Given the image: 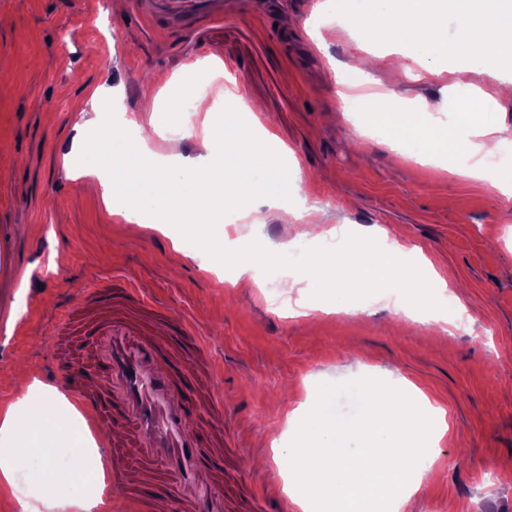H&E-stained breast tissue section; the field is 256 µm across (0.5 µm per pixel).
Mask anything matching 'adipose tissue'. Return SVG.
Instances as JSON below:
<instances>
[{"mask_svg": "<svg viewBox=\"0 0 512 512\" xmlns=\"http://www.w3.org/2000/svg\"><path fill=\"white\" fill-rule=\"evenodd\" d=\"M338 20L353 26L361 44L384 38L391 53L374 54L361 65L335 68L339 96L349 111L360 112L357 136H368L379 118L396 116V126L419 162L439 166L473 181L486 182L512 195V172L493 173L485 158L494 156L507 130L505 112L512 103V82L485 87L475 78L492 74L512 62V0H499L488 10L484 0H344ZM419 64L426 79L438 84L450 119L434 123L395 102L391 91H377L382 79L406 73L407 62ZM249 134L216 144L215 128L204 127L201 156L190 158L155 152L139 138L142 122L130 119L112 137L117 171L99 175L100 192L109 213L130 224H157L169 214L179 216L186 235L226 223L230 215L249 218L254 198L271 200L285 223L312 222L311 210L288 200L285 170L299 169L295 155L278 136L248 110ZM402 139V140H403ZM183 170L180 179L173 170ZM210 250L228 259L230 284L251 274L262 285L267 267L285 270L292 284L328 283L341 288L354 270H365L383 284L396 312L412 316L420 298L447 289L448 282L422 250L400 238H384L374 249L365 237L353 238L332 254L290 265L285 252H269L255 241L240 245L212 237ZM13 385L21 396L0 419V481L11 484L28 453L68 438L80 414L58 391L34 413L21 416L27 395L40 391L38 382L17 375ZM332 396L323 393L308 407L296 408L286 426L293 441L274 443L272 459L285 477L284 491L300 512H312L323 501L328 512H373L390 497L393 512L436 477L434 462L448 430L442 410L433 408L416 387L399 392L362 390L356 420H341L330 411Z\"/></svg>", "mask_w": 512, "mask_h": 512, "instance_id": "1", "label": "adipose tissue"}]
</instances>
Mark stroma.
<instances>
[{
    "label": "stroma",
    "instance_id": "obj_1",
    "mask_svg": "<svg viewBox=\"0 0 512 512\" xmlns=\"http://www.w3.org/2000/svg\"><path fill=\"white\" fill-rule=\"evenodd\" d=\"M0 0V400L17 401V363L29 379L76 338L58 331L61 308L91 310V290L122 275L140 292L194 317L205 355L224 375V465L232 479L224 512H300L270 456L285 415L307 392L328 388L338 412L353 413L358 387L411 382L445 412L440 472L404 512H512V198L356 138L332 64L359 65L349 35L319 51L306 30L322 0ZM222 73L226 89L260 103L265 124L302 161L289 173L296 200L315 208L324 230L347 224L400 230L422 249L467 308L464 327L395 323L385 302L359 295L364 314H320L335 291L285 287L271 276L225 286L204 243L177 252L182 225L159 232L105 209L75 116L105 87L114 111L141 119L171 107L169 88L187 85L194 65ZM70 162H63V155ZM258 223H237L263 245L302 242L305 227L283 224L265 199ZM54 345H47V337Z\"/></svg>",
    "mask_w": 512,
    "mask_h": 512
}]
</instances>
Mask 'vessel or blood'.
<instances>
[{
	"label": "vessel or blood",
	"mask_w": 512,
	"mask_h": 512,
	"mask_svg": "<svg viewBox=\"0 0 512 512\" xmlns=\"http://www.w3.org/2000/svg\"><path fill=\"white\" fill-rule=\"evenodd\" d=\"M150 308L146 327L132 309ZM90 342L94 389L77 382L74 368L44 364L49 381L72 395L92 423H107L113 453L112 484L123 512H147L172 501L176 512H224V453L202 420L221 376L203 365L205 341L188 315L147 306L127 279L94 294L80 325Z\"/></svg>",
	"instance_id": "b4317fda"
}]
</instances>
